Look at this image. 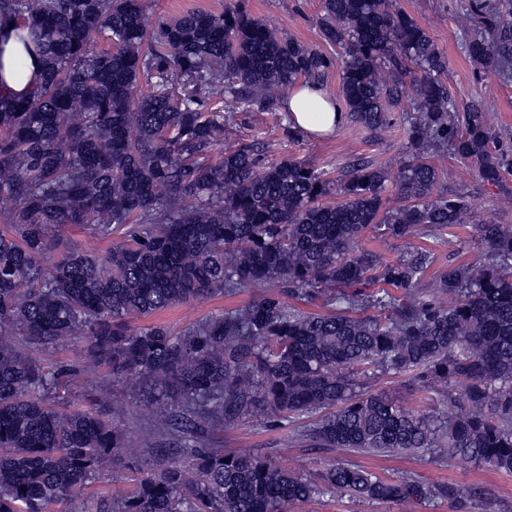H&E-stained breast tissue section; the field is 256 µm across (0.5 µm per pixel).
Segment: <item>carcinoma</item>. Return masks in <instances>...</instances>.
<instances>
[{
    "instance_id": "obj_1",
    "label": "carcinoma",
    "mask_w": 512,
    "mask_h": 512,
    "mask_svg": "<svg viewBox=\"0 0 512 512\" xmlns=\"http://www.w3.org/2000/svg\"><path fill=\"white\" fill-rule=\"evenodd\" d=\"M322 10L328 52L240 2L149 30L143 0H0V30L15 24L42 67L25 98L0 79V512H48L78 498L116 451L138 455L100 413L117 410L116 383L151 394L156 436L189 452L103 512H290L346 495L466 512L487 496L352 464L312 476L224 447V429L257 411L307 420L291 440L325 451L436 448L512 473V226L480 225L484 261L437 270L427 298L431 250L387 260L358 248L371 231L407 240L463 223L473 201L432 197L433 159L449 151L500 183L485 113L459 105L442 80L447 57L397 0H322ZM461 26L472 60L512 73V4L473 0ZM99 33L112 48L93 49ZM333 70L345 112L367 130L409 102L396 171L363 162L335 181L270 157L257 139L217 151L216 107L264 112L281 90L321 85ZM153 79L158 89L141 94ZM335 192L344 200L325 203ZM65 224L120 239L99 254L55 237ZM258 287L275 292L178 335L132 325ZM317 301L326 311L302 308ZM77 336L110 368L89 394L95 411L60 405L63 370L19 349ZM379 374L443 395L448 415L404 410L372 388Z\"/></svg>"
}]
</instances>
